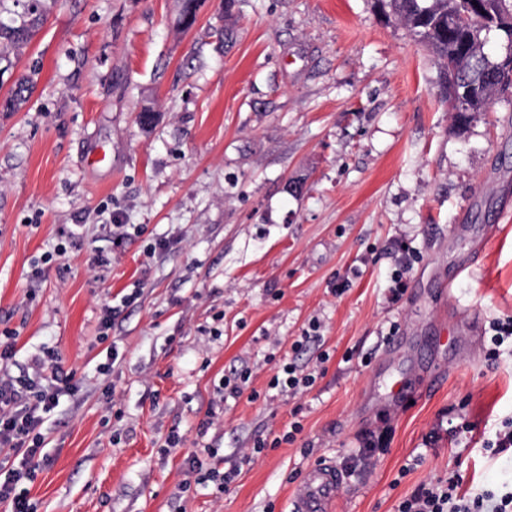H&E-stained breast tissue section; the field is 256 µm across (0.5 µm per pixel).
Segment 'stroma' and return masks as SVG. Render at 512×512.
I'll list each match as a JSON object with an SVG mask.
<instances>
[{
	"label": "stroma",
	"instance_id": "35a3bbf8",
	"mask_svg": "<svg viewBox=\"0 0 512 512\" xmlns=\"http://www.w3.org/2000/svg\"><path fill=\"white\" fill-rule=\"evenodd\" d=\"M180 10L59 0L0 74V99L35 83L0 112V343L10 375L41 361L77 386L40 428L35 512H290L308 467L372 435L330 512H394L451 472L511 484L512 450L479 442L512 418V351L483 355L512 317V96L449 112L433 58L377 0H204L187 31ZM400 242L420 261L393 304ZM315 321L320 341L294 350ZM324 351L310 390L269 389L280 362L310 371ZM245 366L248 392L220 400ZM295 419V442L246 459ZM211 448L238 471L224 493L185 483ZM33 89L31 76L20 75L11 89L10 94L0 101V112H16L28 100ZM489 344L485 347L487 358L499 357L500 347L510 339L512 346V318L495 319L489 324Z\"/></svg>",
	"mask_w": 512,
	"mask_h": 512
}]
</instances>
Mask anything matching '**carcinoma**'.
<instances>
[{
    "label": "carcinoma",
    "instance_id": "1",
    "mask_svg": "<svg viewBox=\"0 0 512 512\" xmlns=\"http://www.w3.org/2000/svg\"><path fill=\"white\" fill-rule=\"evenodd\" d=\"M413 39L432 54L443 81V99L453 112H481L498 94L512 89V77L500 69L501 54L489 48L487 35L498 33L500 47L512 46V26L483 30L469 22L473 0H378ZM57 0H0V63L12 66L44 24ZM202 0H182L181 24L191 28ZM33 89L31 76L20 75L0 112H16Z\"/></svg>",
    "mask_w": 512,
    "mask_h": 512
}]
</instances>
